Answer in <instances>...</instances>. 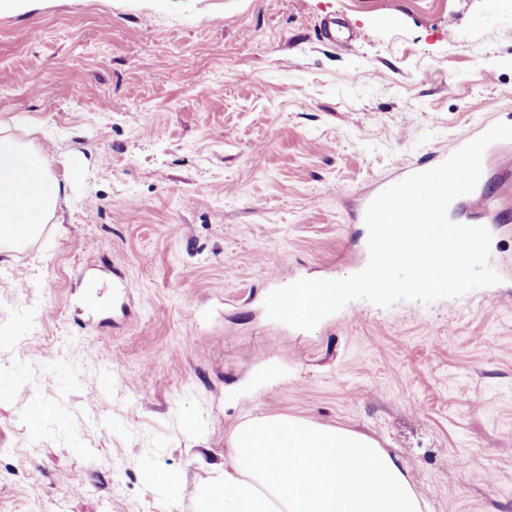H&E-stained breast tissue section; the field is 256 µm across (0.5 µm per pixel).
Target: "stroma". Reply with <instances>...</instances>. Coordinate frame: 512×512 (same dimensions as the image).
Returning a JSON list of instances; mask_svg holds the SVG:
<instances>
[{
	"instance_id": "stroma-1",
	"label": "stroma",
	"mask_w": 512,
	"mask_h": 512,
	"mask_svg": "<svg viewBox=\"0 0 512 512\" xmlns=\"http://www.w3.org/2000/svg\"><path fill=\"white\" fill-rule=\"evenodd\" d=\"M484 121L512 125V0L1 13L0 125L66 192L0 252V512H197L237 427L272 416L371 437L424 512H512V140L453 214L490 231L499 284L355 300L311 330L264 308L361 271L398 164Z\"/></svg>"
}]
</instances>
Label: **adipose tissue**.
Returning a JSON list of instances; mask_svg holds the SVG:
<instances>
[{"instance_id": "adipose-tissue-1", "label": "adipose tissue", "mask_w": 512, "mask_h": 512, "mask_svg": "<svg viewBox=\"0 0 512 512\" xmlns=\"http://www.w3.org/2000/svg\"><path fill=\"white\" fill-rule=\"evenodd\" d=\"M46 152L0 136V244L23 247L65 188ZM199 512H422L400 460L369 437L279 417L237 428Z\"/></svg>"}]
</instances>
